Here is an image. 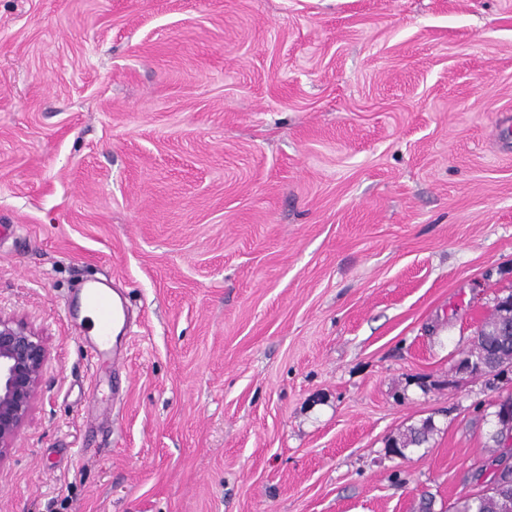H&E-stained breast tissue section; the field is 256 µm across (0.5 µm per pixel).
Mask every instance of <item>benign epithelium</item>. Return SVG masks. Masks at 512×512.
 I'll return each instance as SVG.
<instances>
[{"instance_id":"benign-epithelium-1","label":"benign epithelium","mask_w":512,"mask_h":512,"mask_svg":"<svg viewBox=\"0 0 512 512\" xmlns=\"http://www.w3.org/2000/svg\"><path fill=\"white\" fill-rule=\"evenodd\" d=\"M46 357V344L36 331L0 313V463L11 456L41 397Z\"/></svg>"}]
</instances>
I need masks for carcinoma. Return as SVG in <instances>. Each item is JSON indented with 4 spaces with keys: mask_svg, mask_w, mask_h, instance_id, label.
Listing matches in <instances>:
<instances>
[{
    "mask_svg": "<svg viewBox=\"0 0 512 512\" xmlns=\"http://www.w3.org/2000/svg\"><path fill=\"white\" fill-rule=\"evenodd\" d=\"M510 320L512 307H495L493 314L477 331L467 353V361L471 363L469 374L476 376L494 372L500 375L506 368H512V335H503V329ZM494 415L496 422L492 441L498 448L502 436L512 432V396L497 404ZM430 429L428 424L411 429L409 436L391 445L392 452L405 455L409 447L426 442ZM453 512H512V462H506L480 494L457 502Z\"/></svg>",
    "mask_w": 512,
    "mask_h": 512,
    "instance_id": "1",
    "label": "carcinoma"
}]
</instances>
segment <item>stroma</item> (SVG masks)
<instances>
[{
    "mask_svg": "<svg viewBox=\"0 0 512 512\" xmlns=\"http://www.w3.org/2000/svg\"><path fill=\"white\" fill-rule=\"evenodd\" d=\"M2 224L47 358L0 512H449L512 396L458 369L512 293V0H0ZM84 299L88 307H86L85 315L95 322L93 323L92 334L87 331L85 342L89 347V354L93 359H100L109 354L112 350V359L117 356L116 351L111 346L110 332L115 317L114 309L108 296L96 289H86ZM95 313V316L90 309ZM96 326V328H95ZM95 329V330H94Z\"/></svg>",
    "mask_w": 512,
    "mask_h": 512,
    "instance_id": "stroma-1",
    "label": "stroma"
}]
</instances>
